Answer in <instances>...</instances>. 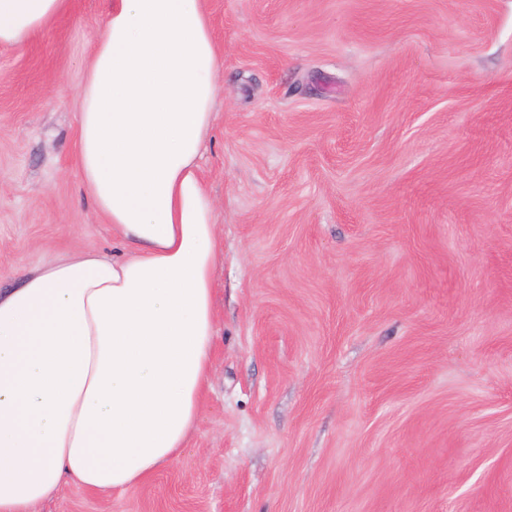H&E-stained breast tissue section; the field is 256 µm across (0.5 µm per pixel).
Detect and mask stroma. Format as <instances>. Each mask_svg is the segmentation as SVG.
<instances>
[{
    "label": "stroma",
    "instance_id": "stroma-1",
    "mask_svg": "<svg viewBox=\"0 0 512 512\" xmlns=\"http://www.w3.org/2000/svg\"><path fill=\"white\" fill-rule=\"evenodd\" d=\"M112 0L0 46V288L112 251L75 90ZM224 256L187 449L34 512H512V0H206Z\"/></svg>",
    "mask_w": 512,
    "mask_h": 512
}]
</instances>
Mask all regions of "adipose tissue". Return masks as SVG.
<instances>
[{
	"label": "adipose tissue",
	"instance_id": "1",
	"mask_svg": "<svg viewBox=\"0 0 512 512\" xmlns=\"http://www.w3.org/2000/svg\"><path fill=\"white\" fill-rule=\"evenodd\" d=\"M69 0H0L19 45ZM222 61L204 0H112L77 88L85 195L123 248L0 289V512L102 494L186 448L215 334L216 205L200 173Z\"/></svg>",
	"mask_w": 512,
	"mask_h": 512
}]
</instances>
